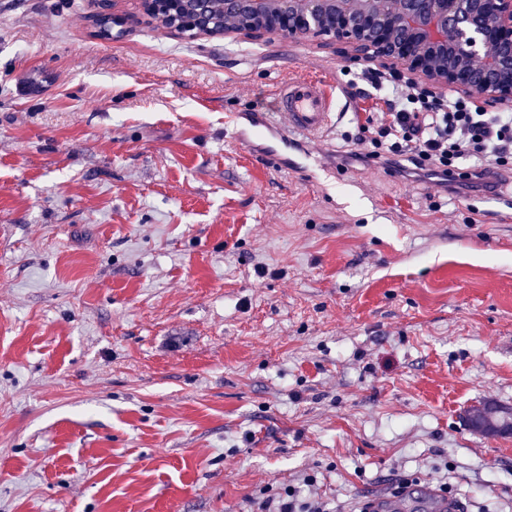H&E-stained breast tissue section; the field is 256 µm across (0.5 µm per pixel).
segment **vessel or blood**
<instances>
[{
	"label": "vessel or blood",
	"instance_id": "1",
	"mask_svg": "<svg viewBox=\"0 0 512 512\" xmlns=\"http://www.w3.org/2000/svg\"><path fill=\"white\" fill-rule=\"evenodd\" d=\"M335 110L332 90L318 78L302 76L289 80L276 94L272 110L260 113L254 121V136L243 138L242 143L250 148L271 135L318 138L330 128Z\"/></svg>",
	"mask_w": 512,
	"mask_h": 512
}]
</instances>
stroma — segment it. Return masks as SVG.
Here are the masks:
<instances>
[{
  "label": "stroma",
  "instance_id": "1",
  "mask_svg": "<svg viewBox=\"0 0 512 512\" xmlns=\"http://www.w3.org/2000/svg\"><path fill=\"white\" fill-rule=\"evenodd\" d=\"M0 0V512H346L400 478L512 512V170L491 194L353 158L386 106L316 38L188 37L142 0ZM321 141L237 140L288 79ZM249 501L257 506L251 512H335L330 510L329 503L319 500H309L300 497L295 488L287 486L278 490L264 487L259 496Z\"/></svg>",
  "mask_w": 512,
  "mask_h": 512
}]
</instances>
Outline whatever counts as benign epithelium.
<instances>
[{"label": "benign epithelium", "instance_id": "obj_1", "mask_svg": "<svg viewBox=\"0 0 512 512\" xmlns=\"http://www.w3.org/2000/svg\"><path fill=\"white\" fill-rule=\"evenodd\" d=\"M211 0L174 29L208 35ZM224 34L324 38L487 103L512 99V0H224Z\"/></svg>", "mask_w": 512, "mask_h": 512}]
</instances>
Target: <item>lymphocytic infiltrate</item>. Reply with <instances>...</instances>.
Instances as JSON below:
<instances>
[{
    "instance_id": "f902f5d3",
    "label": "lymphocytic infiltrate",
    "mask_w": 512,
    "mask_h": 512,
    "mask_svg": "<svg viewBox=\"0 0 512 512\" xmlns=\"http://www.w3.org/2000/svg\"><path fill=\"white\" fill-rule=\"evenodd\" d=\"M365 79L386 89L387 110L376 118L364 160L392 168L408 161L416 175L439 185L460 180L492 190V178L512 169V113L487 112L472 96L440 94L411 80L372 69ZM256 512H331L327 502L300 497L291 487H266Z\"/></svg>"
}]
</instances>
